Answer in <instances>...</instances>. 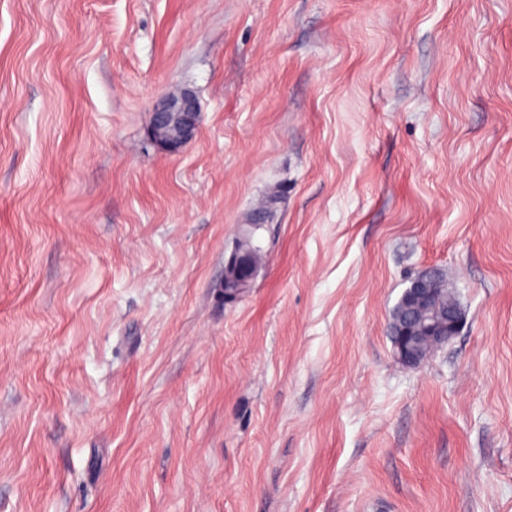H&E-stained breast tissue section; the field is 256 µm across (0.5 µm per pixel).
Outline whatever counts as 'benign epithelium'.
I'll return each instance as SVG.
<instances>
[{"mask_svg":"<svg viewBox=\"0 0 512 512\" xmlns=\"http://www.w3.org/2000/svg\"><path fill=\"white\" fill-rule=\"evenodd\" d=\"M200 112L194 93L184 89L177 94L163 97L155 106L149 130L151 141L160 149L175 153L194 138L199 127ZM248 262V255L234 248L230 253L224 275V302L235 301L248 287L251 276H243L240 270ZM430 275L419 276L412 282L406 295L402 316L396 324L399 342L395 344L397 359L407 366H416L430 351L419 348L422 341L437 347L458 335L462 314L458 303L448 302V308L437 315L416 314L419 304L432 295Z\"/></svg>","mask_w":512,"mask_h":512,"instance_id":"7a95c632","label":"benign epithelium"}]
</instances>
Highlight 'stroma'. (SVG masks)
Here are the masks:
<instances>
[{
  "instance_id": "stroma-1",
  "label": "stroma",
  "mask_w": 512,
  "mask_h": 512,
  "mask_svg": "<svg viewBox=\"0 0 512 512\" xmlns=\"http://www.w3.org/2000/svg\"><path fill=\"white\" fill-rule=\"evenodd\" d=\"M0 512H512V0H0ZM200 112L191 90L163 97L155 106L149 130L151 141L160 149L175 153L194 138ZM248 262V255L234 247L230 253L225 267L224 275V300L225 302L235 301L240 294L248 287V283L252 277V273L242 276L240 270L243 269ZM430 275H421L412 282L407 291L402 316L396 324L398 336H401L400 341L395 344L397 359L407 366L418 365L431 353L432 349L423 351L419 348L421 341L429 342L435 348L457 336L461 328L462 314L458 303L453 300L448 302V289L441 280L434 288L441 289L439 308L448 306V309H444L439 315L416 314L419 304L432 295Z\"/></svg>"
}]
</instances>
